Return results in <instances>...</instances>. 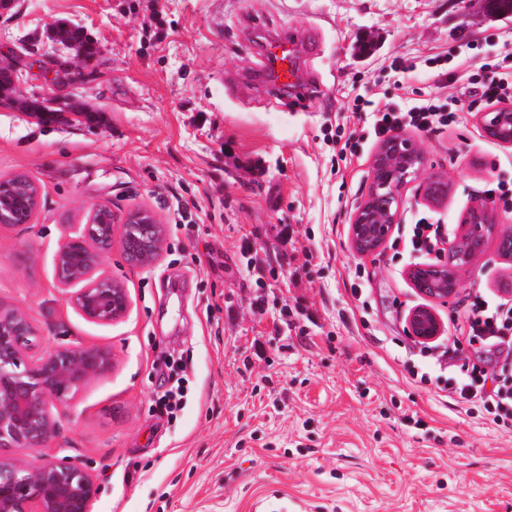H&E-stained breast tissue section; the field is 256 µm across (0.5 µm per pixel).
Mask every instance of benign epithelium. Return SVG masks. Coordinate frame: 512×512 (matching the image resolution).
<instances>
[{"label": "benign epithelium", "mask_w": 512, "mask_h": 512, "mask_svg": "<svg viewBox=\"0 0 512 512\" xmlns=\"http://www.w3.org/2000/svg\"><path fill=\"white\" fill-rule=\"evenodd\" d=\"M477 120L486 137L512 144V103L480 112ZM414 182L419 195L432 207L440 208L448 200L451 184L444 176L427 171L420 143L408 134L395 133L374 153L369 183L349 216L350 245L356 254H371L388 242L401 221L403 190ZM32 215L31 210L18 211L0 194L1 225L28 224ZM116 221L110 205H97L89 222L68 234L54 256L57 282L79 286L71 302L92 323L122 320L130 310L129 294L120 282L94 276L101 254L115 246L129 265L148 268L157 261L165 242V226L149 208L128 211L120 220L118 236L114 233ZM497 223V214L485 201L470 202L439 262L431 268L411 267L407 278L414 285H431L433 301L448 302L458 288L448 268L466 266L486 227ZM408 323L412 335L422 341L444 332L433 306L414 308ZM33 336L24 312L0 306V449L30 448L43 455L35 463L0 456V512H91L97 495L92 474L74 462L48 458L47 450L56 435L49 405L68 403L86 383L108 374L112 357L103 349L81 344L37 354L32 352Z\"/></svg>", "instance_id": "1"}]
</instances>
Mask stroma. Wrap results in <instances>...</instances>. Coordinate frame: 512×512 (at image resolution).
<instances>
[{
    "label": "stroma",
    "mask_w": 512,
    "mask_h": 512,
    "mask_svg": "<svg viewBox=\"0 0 512 512\" xmlns=\"http://www.w3.org/2000/svg\"><path fill=\"white\" fill-rule=\"evenodd\" d=\"M283 31L307 44L299 103L255 78ZM19 54L0 179L27 175L41 196L29 224L0 227V304L29 317L37 349L112 355L52 409L50 453L95 477L92 512H512V428L449 397L455 368L408 330L424 299L405 259L357 256L348 224L377 147L358 97L461 113L416 135L453 186L447 204L409 186L402 223L457 224L512 177V146L465 108L512 54V14L484 0H15L0 63ZM48 96L53 116L22 106ZM98 203L151 208L166 227L152 267L101 256L97 274L131 303L105 325L54 274L67 226ZM458 282L436 306L449 336L467 296L512 298V257L489 242ZM166 358L189 365L173 420L155 409Z\"/></svg>",
    "instance_id": "stroma-1"
}]
</instances>
